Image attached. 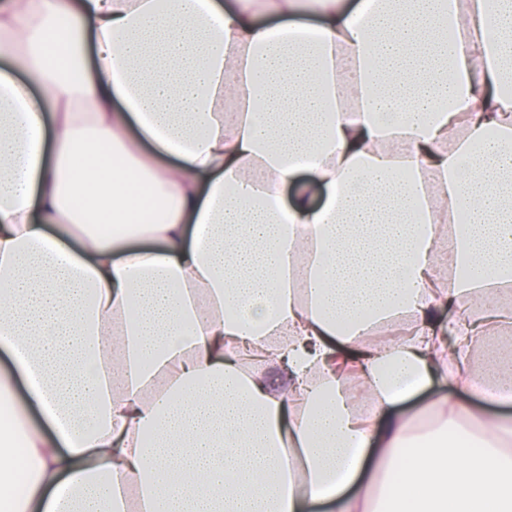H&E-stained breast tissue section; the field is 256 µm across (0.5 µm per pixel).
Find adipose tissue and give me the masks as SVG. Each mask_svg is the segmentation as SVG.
Listing matches in <instances>:
<instances>
[{
	"label": "adipose tissue",
	"instance_id": "ef3b65f1",
	"mask_svg": "<svg viewBox=\"0 0 512 512\" xmlns=\"http://www.w3.org/2000/svg\"><path fill=\"white\" fill-rule=\"evenodd\" d=\"M1 35L0 413L42 421L0 435L9 512H512L511 428L398 409L512 378V0H6Z\"/></svg>",
	"mask_w": 512,
	"mask_h": 512
}]
</instances>
